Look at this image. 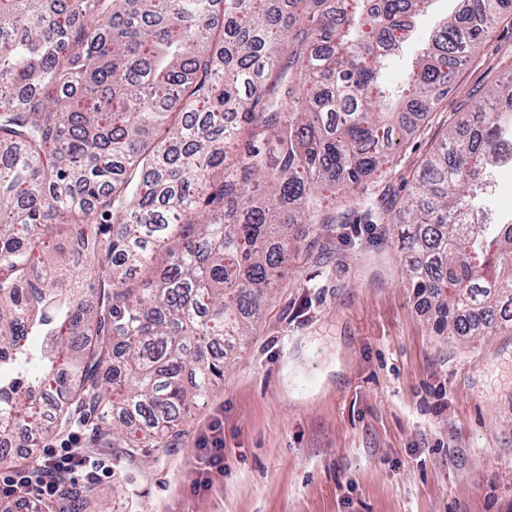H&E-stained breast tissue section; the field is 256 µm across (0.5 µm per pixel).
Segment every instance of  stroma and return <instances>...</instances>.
<instances>
[{
    "instance_id": "obj_1",
    "label": "stroma",
    "mask_w": 512,
    "mask_h": 512,
    "mask_svg": "<svg viewBox=\"0 0 512 512\" xmlns=\"http://www.w3.org/2000/svg\"><path fill=\"white\" fill-rule=\"evenodd\" d=\"M512 72V24L471 63L381 175L342 202L350 221L298 243L256 330L224 379L173 431L130 450L89 419L20 449L26 468L75 443L104 459L93 503L55 512H512V333L460 344L404 286L392 225L360 223V202L403 196L457 118ZM219 428L224 468L193 490L199 444Z\"/></svg>"
}]
</instances>
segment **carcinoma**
<instances>
[{
    "instance_id": "obj_1",
    "label": "carcinoma",
    "mask_w": 512,
    "mask_h": 512,
    "mask_svg": "<svg viewBox=\"0 0 512 512\" xmlns=\"http://www.w3.org/2000/svg\"><path fill=\"white\" fill-rule=\"evenodd\" d=\"M0 0V442L112 413L156 438L224 380L301 224L389 162L512 0H455L393 98L431 0ZM512 77L449 127L397 226L408 286L467 341L512 331V219L484 208ZM329 186L330 195L322 193ZM112 445L137 448L136 432Z\"/></svg>"
}]
</instances>
